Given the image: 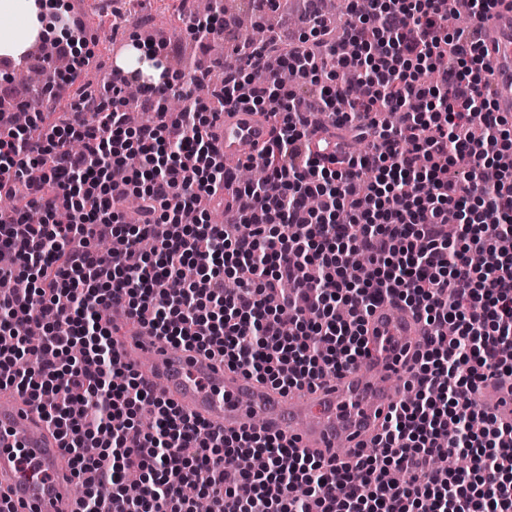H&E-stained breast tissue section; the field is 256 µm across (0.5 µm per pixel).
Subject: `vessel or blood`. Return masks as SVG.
I'll list each match as a JSON object with an SVG mask.
<instances>
[{
    "label": "vessel or blood",
    "mask_w": 512,
    "mask_h": 512,
    "mask_svg": "<svg viewBox=\"0 0 512 512\" xmlns=\"http://www.w3.org/2000/svg\"><path fill=\"white\" fill-rule=\"evenodd\" d=\"M480 48L491 66L488 76L499 114L512 118V0H497L481 24ZM226 163L242 160L264 142L261 115L240 105L226 109L217 130ZM369 354L328 385L286 394L245 378L217 359L138 336L121 337L122 356L139 353L138 371L160 385L161 395L213 430L260 425L307 453L331 457L337 443L356 450L379 433L400 399L405 358L423 333L409 310L387 303L367 319ZM493 410L512 421V384L497 379L484 387ZM8 512H79L69 458L59 438L14 388H0V492Z\"/></svg>",
    "instance_id": "obj_1"
}]
</instances>
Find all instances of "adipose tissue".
Segmentation results:
<instances>
[{"mask_svg": "<svg viewBox=\"0 0 512 512\" xmlns=\"http://www.w3.org/2000/svg\"><path fill=\"white\" fill-rule=\"evenodd\" d=\"M0 18L9 26L0 27V56L19 58L47 29L46 15L36 0H0Z\"/></svg>", "mask_w": 512, "mask_h": 512, "instance_id": "ef3b65f1", "label": "adipose tissue"}]
</instances>
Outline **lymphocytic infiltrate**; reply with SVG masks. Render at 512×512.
I'll return each instance as SVG.
<instances>
[{
	"mask_svg": "<svg viewBox=\"0 0 512 512\" xmlns=\"http://www.w3.org/2000/svg\"><path fill=\"white\" fill-rule=\"evenodd\" d=\"M352 12L343 54L321 12L268 71L257 44L227 63L218 95L264 116L269 138L247 158L263 180L239 184L215 144L218 118L171 80L139 72L83 92L64 122L29 129L0 119V386L36 405L63 442L80 512H512V422L480 402L492 378L512 382V124L487 89L476 23L493 0H370ZM468 17L449 33L448 13ZM142 84L154 120L131 127L122 90ZM186 99L175 117L166 101ZM331 117L365 151L319 155L310 140ZM499 171L496 182L487 168ZM137 195V223L122 220ZM248 195L236 224L210 223L202 197ZM72 220L55 223L59 198ZM320 201L309 209L308 198ZM39 210L43 223L27 221ZM197 222L180 223L184 210ZM157 243L138 269L126 250ZM369 258L348 278L343 253ZM193 264L196 278L178 272ZM237 280L227 291L226 280ZM394 300L425 327L409 368L414 400L398 402L370 451L336 465L258 428L213 432L186 418L124 362L110 308L173 347L221 357L225 366L288 392L339 376L367 349L363 327ZM40 320L49 363L16 366L22 326ZM97 455L83 452L87 443ZM458 456L466 468L440 471ZM257 470L227 484L237 458ZM137 471L138 489L125 483Z\"/></svg>",
	"mask_w": 512,
	"mask_h": 512,
	"instance_id": "obj_1",
	"label": "lymphocytic infiltrate"
}]
</instances>
